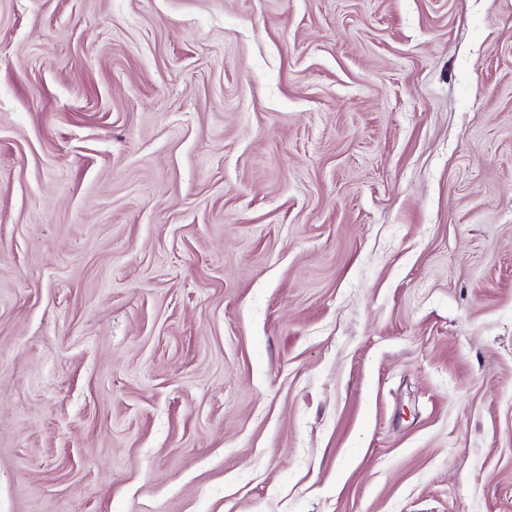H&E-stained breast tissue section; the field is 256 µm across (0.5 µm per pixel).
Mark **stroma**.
Masks as SVG:
<instances>
[{
    "instance_id": "obj_1",
    "label": "stroma",
    "mask_w": 512,
    "mask_h": 512,
    "mask_svg": "<svg viewBox=\"0 0 512 512\" xmlns=\"http://www.w3.org/2000/svg\"><path fill=\"white\" fill-rule=\"evenodd\" d=\"M0 512H512V0H0Z\"/></svg>"
}]
</instances>
